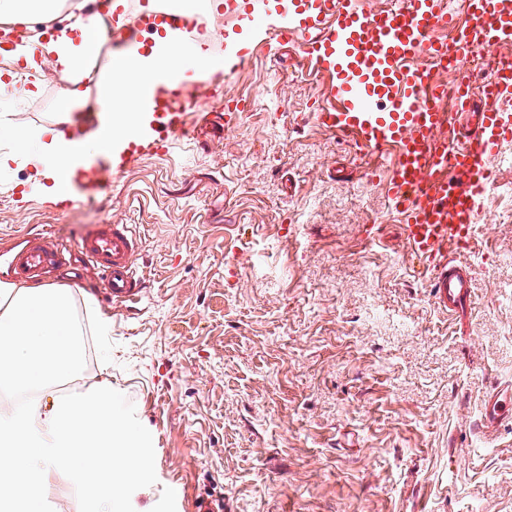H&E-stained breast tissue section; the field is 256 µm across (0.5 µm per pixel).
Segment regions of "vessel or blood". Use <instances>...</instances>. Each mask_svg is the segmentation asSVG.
<instances>
[{"instance_id":"b4317fda","label":"vessel or blood","mask_w":512,"mask_h":512,"mask_svg":"<svg viewBox=\"0 0 512 512\" xmlns=\"http://www.w3.org/2000/svg\"><path fill=\"white\" fill-rule=\"evenodd\" d=\"M256 0H224V15L279 46L299 45L307 62L330 77L333 104H317L319 126L352 137L357 153L390 146L393 171L384 190L391 213L404 220L410 251L427 275L432 297L449 318L470 310L473 272L459 256L470 250L482 214L494 162L512 142V58L497 50L512 43V0H467V21L458 23L450 0H401L399 7L364 9L361 0H288L284 14L255 24ZM195 21L163 6L129 12L112 23L105 51L112 58L149 53L156 38L189 41ZM475 36L494 55L491 76L473 96L469 76L458 79L455 100H445L431 70L461 57L460 38ZM211 87L205 70L192 69L160 82L144 95L150 116L127 152L103 153L72 178L74 199L103 194L131 156L158 153L186 128L195 98ZM473 121L460 138L437 140L457 118ZM136 239L126 224H99L82 235L75 250L40 235L11 238L4 254L14 278L40 279L69 265L72 253L86 258L115 301L135 303L141 283L133 258ZM88 266V267H89ZM512 424V383L483 393L480 425L493 443Z\"/></svg>"}]
</instances>
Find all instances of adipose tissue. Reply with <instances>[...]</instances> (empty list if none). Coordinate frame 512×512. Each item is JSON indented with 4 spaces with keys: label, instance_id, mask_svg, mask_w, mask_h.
<instances>
[{
    "label": "adipose tissue",
    "instance_id": "ef3b65f1",
    "mask_svg": "<svg viewBox=\"0 0 512 512\" xmlns=\"http://www.w3.org/2000/svg\"><path fill=\"white\" fill-rule=\"evenodd\" d=\"M98 21L74 15L72 22L59 35L43 43L44 53L53 55L57 70L70 78H77L82 63L95 55L99 49ZM206 52L202 44L174 46L163 58L131 57L120 65L109 69L100 85V94L105 99L118 102L115 119L107 129L84 142L66 138L61 129L69 113L67 104H60L56 120L36 130L21 131L11 121L0 118V138L14 142V150L0 154V169L9 168L11 162L21 156L35 157L37 164L31 177L33 187H40L42 177H52L62 183L71 173V158L77 146L100 152L121 148L139 124V91L143 84L154 83L160 67L179 69L189 64L204 61Z\"/></svg>",
    "mask_w": 512,
    "mask_h": 512
}]
</instances>
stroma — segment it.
<instances>
[{"mask_svg":"<svg viewBox=\"0 0 512 512\" xmlns=\"http://www.w3.org/2000/svg\"><path fill=\"white\" fill-rule=\"evenodd\" d=\"M54 70L0 56V113L35 129L86 102ZM212 77L222 95L193 104L187 133L95 200L30 193L25 164L0 172V248L30 229L72 246L97 224L139 238V302L67 287L86 335L112 323L77 386L121 392L153 438L134 512H512V427L490 446L476 429L483 392L512 381V143L465 256L473 309L452 320L371 178L387 155L314 121L329 79L300 47ZM233 97L244 112L204 122Z\"/></svg>","mask_w":512,"mask_h":512,"instance_id":"obj_1","label":"stroma"}]
</instances>
